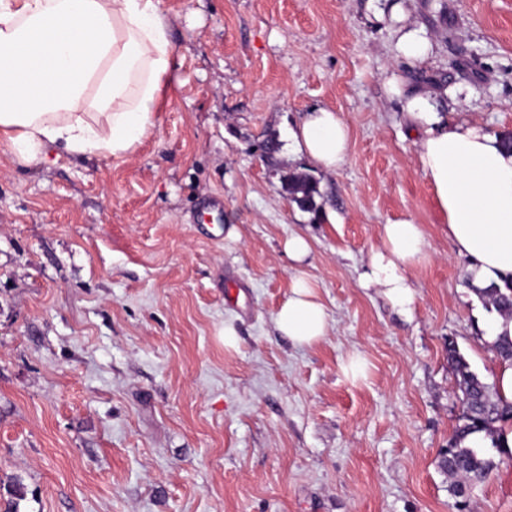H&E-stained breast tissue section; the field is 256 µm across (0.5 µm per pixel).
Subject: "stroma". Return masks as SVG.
Returning <instances> with one entry per match:
<instances>
[{
	"instance_id": "stroma-1",
	"label": "stroma",
	"mask_w": 512,
	"mask_h": 512,
	"mask_svg": "<svg viewBox=\"0 0 512 512\" xmlns=\"http://www.w3.org/2000/svg\"><path fill=\"white\" fill-rule=\"evenodd\" d=\"M402 2L433 65L395 58L367 0H163L176 69L131 155L33 169L0 144V512H512L511 454L461 498L440 467L448 342L486 383L499 359L384 87L465 89L456 118L512 132V0ZM317 107L350 127L342 168L267 161ZM285 171L319 181L320 219ZM212 195L223 223L195 221ZM401 219L428 253L408 315L359 283ZM293 233L330 324L310 347L274 324Z\"/></svg>"
}]
</instances>
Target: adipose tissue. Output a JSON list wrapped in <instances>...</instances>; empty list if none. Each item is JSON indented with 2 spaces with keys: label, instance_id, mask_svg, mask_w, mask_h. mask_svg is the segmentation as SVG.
I'll list each match as a JSON object with an SVG mask.
<instances>
[{
  "label": "adipose tissue",
  "instance_id": "adipose-tissue-1",
  "mask_svg": "<svg viewBox=\"0 0 512 512\" xmlns=\"http://www.w3.org/2000/svg\"><path fill=\"white\" fill-rule=\"evenodd\" d=\"M375 18L401 23L396 57L427 63L434 44L404 24L397 0H368ZM175 68L163 0H0V143L30 167L50 150L74 157L129 156L153 124L162 90ZM417 139L418 166L428 181L448 238L471 261L469 284L486 288L512 276V151L484 126L448 117V94L386 79ZM288 145L333 172L350 150L346 121L328 108L308 112ZM311 246L299 234L284 244L297 272L277 311V330L295 345L327 336L329 321L316 287L299 267ZM428 257L420 225H384L360 276L400 311L416 291L409 272Z\"/></svg>",
  "mask_w": 512,
  "mask_h": 512
}]
</instances>
